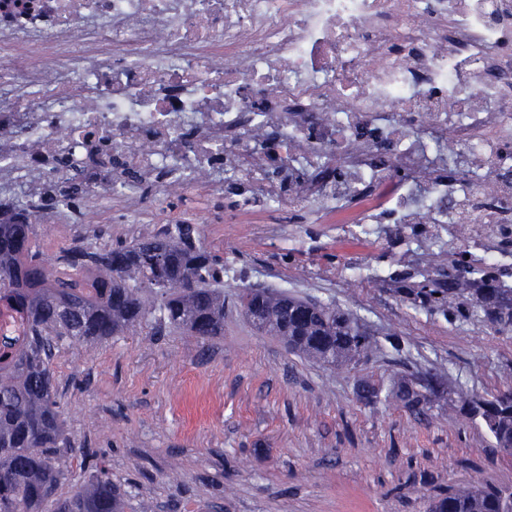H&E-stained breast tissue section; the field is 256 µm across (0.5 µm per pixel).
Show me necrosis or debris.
<instances>
[{"label": "necrosis or debris", "instance_id": "obj_1", "mask_svg": "<svg viewBox=\"0 0 512 512\" xmlns=\"http://www.w3.org/2000/svg\"><path fill=\"white\" fill-rule=\"evenodd\" d=\"M512 0H0V205L53 252L248 183L364 244L512 266ZM152 195H145V187Z\"/></svg>", "mask_w": 512, "mask_h": 512}]
</instances>
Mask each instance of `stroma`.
I'll list each match as a JSON object with an SVG mask.
<instances>
[{"instance_id": "obj_1", "label": "stroma", "mask_w": 512, "mask_h": 512, "mask_svg": "<svg viewBox=\"0 0 512 512\" xmlns=\"http://www.w3.org/2000/svg\"><path fill=\"white\" fill-rule=\"evenodd\" d=\"M234 194L198 211L200 245L224 268V333L209 339L171 328L63 344L52 364L67 441L58 451L69 496L102 468L131 507L150 512H430L449 488L512 490V455L461 415L459 387L491 398L512 387V335L448 324L416 310L385 283L337 279L357 262L384 274L430 272L447 254L416 256L383 243L368 249L332 224H215ZM158 224H80L77 235L129 245ZM265 288L331 305L371 333L357 366L331 368L256 330L236 304ZM404 373L431 374L444 392L417 415L388 391ZM379 386L366 403L360 386Z\"/></svg>"}]
</instances>
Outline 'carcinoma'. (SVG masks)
I'll use <instances>...</instances> for the list:
<instances>
[{
  "label": "carcinoma",
  "mask_w": 512,
  "mask_h": 512,
  "mask_svg": "<svg viewBox=\"0 0 512 512\" xmlns=\"http://www.w3.org/2000/svg\"><path fill=\"white\" fill-rule=\"evenodd\" d=\"M191 224L131 245H70L50 259L32 250L36 225L17 214L0 222V290L22 314V335L0 339V512H125L127 503L99 469L71 495L57 496L65 473L52 457L64 440L51 365L65 341L89 343L141 328H184L196 336L224 335V289L212 255L196 245ZM96 271L79 288L63 270ZM512 272L479 269L448 258V272L409 282L398 292L413 306L439 313L449 324L480 322L512 333ZM256 327L288 348L327 365L352 362L373 338L349 315L312 300L250 289ZM439 392L437 381L401 378L395 397L422 411ZM460 410L480 419L495 447L512 455V388L490 400L457 392ZM432 512H512V492L494 486H458L438 497Z\"/></svg>",
  "instance_id": "1"
}]
</instances>
